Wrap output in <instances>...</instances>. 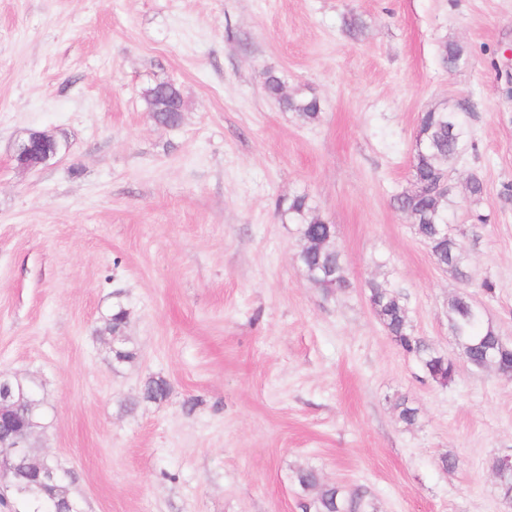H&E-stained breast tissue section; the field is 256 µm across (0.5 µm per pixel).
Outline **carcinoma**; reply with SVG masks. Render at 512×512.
Returning <instances> with one entry per match:
<instances>
[{"mask_svg":"<svg viewBox=\"0 0 512 512\" xmlns=\"http://www.w3.org/2000/svg\"><path fill=\"white\" fill-rule=\"evenodd\" d=\"M466 57L464 48L449 43L442 53V62L449 68ZM263 86L267 96L278 100L287 110L296 113L304 124H313L321 118L318 99L300 92L287 96L283 92L284 82L274 73H264ZM147 112L156 120L175 123L178 113L173 111L177 104H184L179 89L172 83L160 82L144 92ZM421 132L425 133L427 145L414 148L412 171L415 182L430 184L440 171H450L452 165L467 148L470 131L467 113L457 111L456 105H445L441 109L424 112L419 118ZM452 202V192L435 197L427 191L397 196L394 206L413 218L414 234L425 243L438 263L451 269L457 278L468 284L469 275L465 271V245L462 238L448 229V236L438 233L440 225L447 223L446 213ZM284 213L288 220L299 226L302 245L298 261L309 279L323 292L330 290L331 283L350 287L340 253L334 244V227L328 224L313 208L307 196L296 195L288 202ZM367 299L371 309L391 340L403 352L418 359L426 376L432 381L446 385L454 380L457 371L456 361L432 348L424 338L415 334L408 317V309L401 294L386 283L371 282L367 288ZM126 320V311L117 307L108 318V328L112 333V362H131L136 352L126 346L121 336ZM448 325L458 345L460 355L467 364L478 370H491L505 374L512 370V345H500L494 326L485 321L481 308L467 291L454 295L448 301ZM169 393V384L163 379L149 380L143 390L147 400H162ZM16 412L38 420L39 412L31 392L21 399H14ZM33 450L15 459V470L0 472V488L3 495L0 503L11 496L16 504L14 512H81L78 500L71 495L70 472L53 464L56 486L18 484L16 472L24 469ZM297 482L304 489H315L317 495L305 506L307 512H377L373 498L363 487L346 489L341 486H323L317 473L302 470L297 474Z\"/></svg>","mask_w":512,"mask_h":512,"instance_id":"cac0c4a2","label":"carcinoma"}]
</instances>
